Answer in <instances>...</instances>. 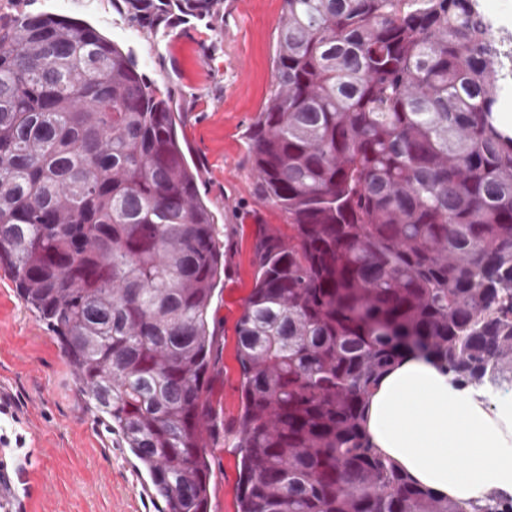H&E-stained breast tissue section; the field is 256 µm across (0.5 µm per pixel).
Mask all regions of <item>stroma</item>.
<instances>
[{
    "mask_svg": "<svg viewBox=\"0 0 512 512\" xmlns=\"http://www.w3.org/2000/svg\"><path fill=\"white\" fill-rule=\"evenodd\" d=\"M49 12L97 26L131 47L146 76L171 95L182 148L199 171V190L228 246L224 286L210 312L216 342L209 369L210 512H237L242 407L236 322L253 276L260 225L287 232L280 209L259 197L249 132L275 88L273 56L281 0H221L212 21L161 17L171 39L129 20L114 0H0V18ZM0 397L17 417L13 433L28 454L29 485L20 512H158L146 474L97 422L67 360L37 314L0 267Z\"/></svg>",
    "mask_w": 512,
    "mask_h": 512,
    "instance_id": "1",
    "label": "stroma"
}]
</instances>
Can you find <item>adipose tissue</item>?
I'll return each instance as SVG.
<instances>
[{
    "label": "adipose tissue",
    "instance_id": "adipose-tissue-1",
    "mask_svg": "<svg viewBox=\"0 0 512 512\" xmlns=\"http://www.w3.org/2000/svg\"><path fill=\"white\" fill-rule=\"evenodd\" d=\"M363 427L377 453L438 495H512V392L461 386L433 359L407 353L369 394Z\"/></svg>",
    "mask_w": 512,
    "mask_h": 512
}]
</instances>
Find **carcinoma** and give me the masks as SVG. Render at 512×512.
I'll return each instance as SVG.
<instances>
[{"instance_id": "obj_1", "label": "carcinoma", "mask_w": 512, "mask_h": 512, "mask_svg": "<svg viewBox=\"0 0 512 512\" xmlns=\"http://www.w3.org/2000/svg\"><path fill=\"white\" fill-rule=\"evenodd\" d=\"M152 29L219 0H124ZM250 137L261 227L236 325L238 512H512L415 483L363 431L406 351L512 382L509 79L476 0H282ZM171 99L49 12L0 22V266L164 502L208 512V314L226 252Z\"/></svg>"}]
</instances>
